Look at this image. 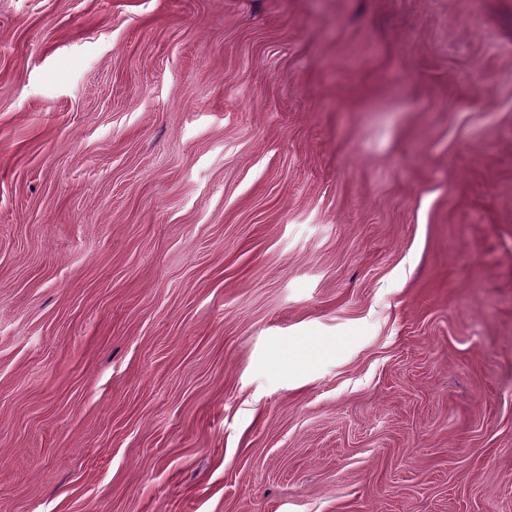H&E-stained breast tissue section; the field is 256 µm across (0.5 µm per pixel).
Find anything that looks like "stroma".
<instances>
[{
  "mask_svg": "<svg viewBox=\"0 0 512 512\" xmlns=\"http://www.w3.org/2000/svg\"><path fill=\"white\" fill-rule=\"evenodd\" d=\"M0 512H512V0H0Z\"/></svg>",
  "mask_w": 512,
  "mask_h": 512,
  "instance_id": "35a3bbf8",
  "label": "stroma"
}]
</instances>
